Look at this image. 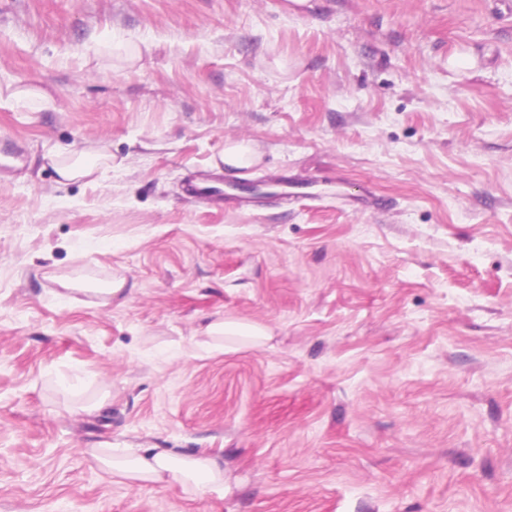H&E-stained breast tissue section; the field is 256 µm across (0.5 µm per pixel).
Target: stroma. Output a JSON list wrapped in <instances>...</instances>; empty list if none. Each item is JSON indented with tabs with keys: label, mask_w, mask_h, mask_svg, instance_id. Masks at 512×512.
I'll list each match as a JSON object with an SVG mask.
<instances>
[{
	"label": "stroma",
	"mask_w": 512,
	"mask_h": 512,
	"mask_svg": "<svg viewBox=\"0 0 512 512\" xmlns=\"http://www.w3.org/2000/svg\"><path fill=\"white\" fill-rule=\"evenodd\" d=\"M1 136L0 512H512V0H0ZM23 155L24 148L18 139L0 137V180L7 178L12 171L6 162L21 159ZM2 160L5 163L2 164ZM221 159L224 164L231 168L243 169L253 165L256 157L248 145L234 143L224 149ZM48 159L58 175L67 181H75L90 176L99 168L112 165V160L106 156L91 159L83 154L59 153L49 155ZM219 178L208 176L190 181L185 188V194L190 198L208 199L217 203L223 202L224 205L229 200H234L238 205L244 206L245 201L232 194H222L218 187ZM204 336H210L220 339H227L232 342L249 343L252 345H260L267 339L266 330L256 324H242L225 319L214 320L207 323L202 328ZM90 461L130 481L177 483L198 492L224 483V463L218 459L166 448H93Z\"/></svg>",
	"instance_id": "35a3bbf8"
}]
</instances>
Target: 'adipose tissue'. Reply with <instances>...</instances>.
<instances>
[{"label":"adipose tissue","instance_id":"adipose-tissue-1","mask_svg":"<svg viewBox=\"0 0 512 512\" xmlns=\"http://www.w3.org/2000/svg\"><path fill=\"white\" fill-rule=\"evenodd\" d=\"M90 460L98 468L130 481L176 483L198 492L224 481V467L218 459L166 448H96Z\"/></svg>","mask_w":512,"mask_h":512}]
</instances>
